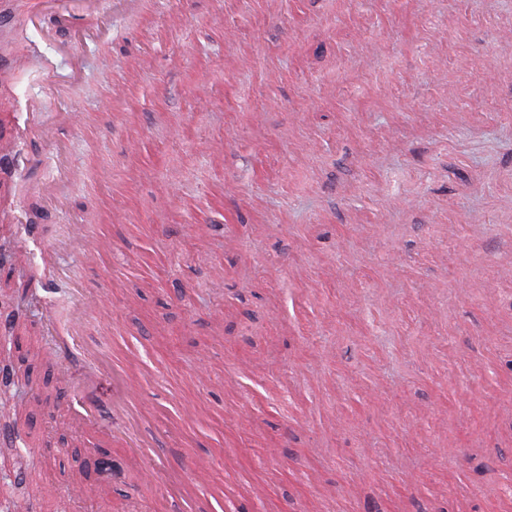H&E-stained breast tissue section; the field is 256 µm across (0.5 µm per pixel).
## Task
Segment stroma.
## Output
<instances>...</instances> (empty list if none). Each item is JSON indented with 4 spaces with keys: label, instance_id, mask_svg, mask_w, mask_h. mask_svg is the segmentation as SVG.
Listing matches in <instances>:
<instances>
[{
    "label": "stroma",
    "instance_id": "obj_1",
    "mask_svg": "<svg viewBox=\"0 0 512 512\" xmlns=\"http://www.w3.org/2000/svg\"><path fill=\"white\" fill-rule=\"evenodd\" d=\"M512 0H0V345L54 324L76 400L0 366L21 512H498L512 504ZM85 124L49 139L59 113ZM77 170L69 177L67 167ZM479 225L462 222V215ZM104 243L86 260L73 226ZM105 309L72 319L79 298ZM136 350L123 404L113 339ZM211 361L207 378L199 358ZM201 419L183 421V404ZM249 423L228 430L239 407ZM193 505L139 481L128 446ZM112 459L111 473L96 466ZM87 496H71L72 482Z\"/></svg>",
    "mask_w": 512,
    "mask_h": 512
}]
</instances>
